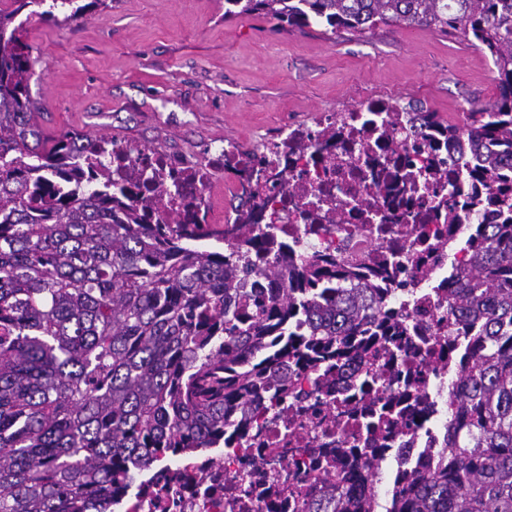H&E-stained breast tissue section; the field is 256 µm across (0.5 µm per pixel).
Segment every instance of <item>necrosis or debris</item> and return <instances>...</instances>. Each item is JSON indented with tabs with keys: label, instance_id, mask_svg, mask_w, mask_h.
<instances>
[{
	"label": "necrosis or debris",
	"instance_id": "1",
	"mask_svg": "<svg viewBox=\"0 0 512 512\" xmlns=\"http://www.w3.org/2000/svg\"><path fill=\"white\" fill-rule=\"evenodd\" d=\"M266 146L265 153L249 155L228 140L202 167L158 155L154 168L145 169L136 162L138 147L119 144L114 152L132 161L133 173L144 180L161 169L179 170L202 191L212 176L223 175L233 205L219 215L206 208L207 223L253 225L255 234L284 239L301 257L332 256L374 280L378 295L392 299L414 325L398 364L407 378L385 376L378 387L383 399L407 408L374 435L362 425L364 407L356 403L348 408L349 425L337 430L319 412L288 430L277 409L263 408L225 449L224 468L213 480H190L206 468L203 459L169 467L157 485L119 497L113 512H224L225 489L243 485L252 493L251 512H273L275 502L280 512H302L296 489L318 485L323 474L308 466L310 456L364 448V459L346 461L336 478L340 492L354 494L368 470L387 463L396 473L444 445L449 367L423 347L427 340H448L450 259L443 244L463 238L470 225L497 221L493 209H465L461 223L451 226L438 209L441 197L454 195L464 205L471 191L464 175L446 180L462 143H449L435 128L414 130L397 100L370 99L289 123Z\"/></svg>",
	"mask_w": 512,
	"mask_h": 512
}]
</instances>
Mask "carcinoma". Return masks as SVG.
I'll return each mask as SVG.
<instances>
[{
	"mask_svg": "<svg viewBox=\"0 0 512 512\" xmlns=\"http://www.w3.org/2000/svg\"><path fill=\"white\" fill-rule=\"evenodd\" d=\"M0 8V512H112L159 461L225 445L264 403L294 394V377L329 387L353 351L401 348L408 328L368 283L327 287L336 260L223 246L224 229L186 205L185 189L131 183L115 142L57 137L34 121L30 47ZM104 0H52L44 20L84 18ZM224 16L262 13L280 26L351 32L380 23L444 34L461 29L498 74L494 103L446 125L466 139L465 172L500 223L478 224L454 269L448 345V464L426 459L392 486L389 512H512V0H224ZM63 18H58V14ZM290 277L267 289L257 277ZM323 461L308 512H375L374 473L357 496L338 492Z\"/></svg>",
	"mask_w": 512,
	"mask_h": 512,
	"instance_id": "carcinoma-1",
	"label": "carcinoma"
}]
</instances>
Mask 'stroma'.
I'll return each mask as SVG.
<instances>
[{
  "mask_svg": "<svg viewBox=\"0 0 512 512\" xmlns=\"http://www.w3.org/2000/svg\"><path fill=\"white\" fill-rule=\"evenodd\" d=\"M32 98L45 134L79 131L188 161L234 140L259 146L288 122L393 97L463 124L497 93L491 58L462 33L380 24L286 30L224 0H106L56 25L27 13Z\"/></svg>",
  "mask_w": 512,
  "mask_h": 512,
  "instance_id": "obj_1",
  "label": "stroma"
}]
</instances>
